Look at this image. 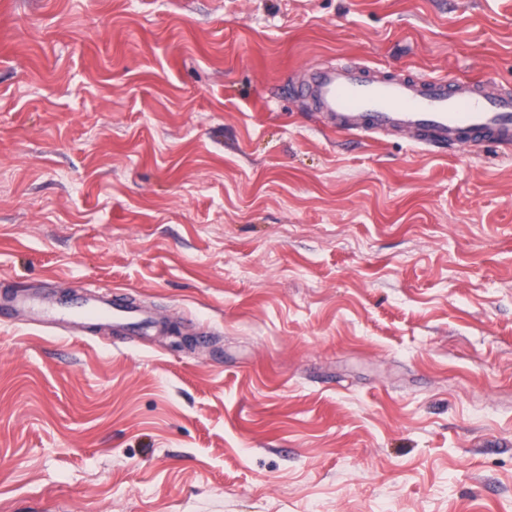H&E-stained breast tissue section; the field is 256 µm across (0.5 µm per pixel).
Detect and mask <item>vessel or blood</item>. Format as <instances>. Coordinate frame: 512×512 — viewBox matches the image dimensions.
<instances>
[{"label":"vessel or blood","mask_w":512,"mask_h":512,"mask_svg":"<svg viewBox=\"0 0 512 512\" xmlns=\"http://www.w3.org/2000/svg\"><path fill=\"white\" fill-rule=\"evenodd\" d=\"M296 90L327 112L337 132L375 139L387 132L411 133L416 146L436 152L456 145H512V92L486 90L481 79L448 84L440 77L393 73L339 61L317 67ZM126 289L95 294L90 305L66 310L28 297L0 300V322L22 314L69 323L90 314L136 330L143 310L125 301Z\"/></svg>","instance_id":"obj_1"}]
</instances>
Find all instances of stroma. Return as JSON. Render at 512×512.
Here are the masks:
<instances>
[{
    "label": "stroma",
    "mask_w": 512,
    "mask_h": 512,
    "mask_svg": "<svg viewBox=\"0 0 512 512\" xmlns=\"http://www.w3.org/2000/svg\"><path fill=\"white\" fill-rule=\"evenodd\" d=\"M342 58L512 90V0H0V290L149 316L0 324V512H512V149ZM484 79L425 78L342 61L315 68L296 91L327 112L336 133L376 139L412 133L416 147L512 144V92H490Z\"/></svg>",
    "instance_id": "obj_1"
}]
</instances>
